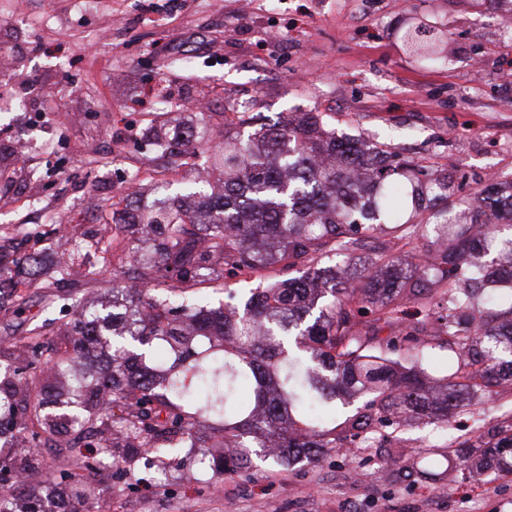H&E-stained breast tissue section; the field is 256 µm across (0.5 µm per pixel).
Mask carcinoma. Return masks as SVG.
I'll return each mask as SVG.
<instances>
[{"label": "carcinoma", "mask_w": 512, "mask_h": 512, "mask_svg": "<svg viewBox=\"0 0 512 512\" xmlns=\"http://www.w3.org/2000/svg\"><path fill=\"white\" fill-rule=\"evenodd\" d=\"M248 126L243 134L239 128ZM168 165L207 154L221 189L198 179L151 207L124 209L133 283H112L111 308L74 303L73 344L111 352L92 372L43 360L42 344L19 348L23 366L0 371V412L26 376L43 378L42 431L0 425L24 443L0 441V473L43 466L41 433H71L72 448L92 447L67 498L96 497L95 474L135 457L164 463L169 449L200 453L214 476L255 461L332 456L361 440L384 447L387 429L427 418L443 427L465 407L457 379L474 375L481 394L512 383V191L491 183L451 213L452 176L399 158L385 144L338 136L332 117L303 112L285 124L224 116V145L198 134ZM433 237L408 254L393 244ZM61 254V269L95 280L111 260ZM267 273L246 298L227 292L214 305L196 295L215 277ZM42 274L41 255L0 254V301L7 288ZM422 311L405 319L392 304ZM390 329L382 340L379 334ZM448 336L447 375L439 387L421 368L422 336ZM402 350V361L386 356ZM344 420L336 423V404ZM450 447L477 476L512 470V420L484 435L455 436ZM29 480L0 495V512H41Z\"/></svg>", "instance_id": "1"}]
</instances>
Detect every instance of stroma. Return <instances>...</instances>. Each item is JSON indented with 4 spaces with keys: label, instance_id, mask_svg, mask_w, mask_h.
<instances>
[{
    "label": "stroma",
    "instance_id": "obj_1",
    "mask_svg": "<svg viewBox=\"0 0 512 512\" xmlns=\"http://www.w3.org/2000/svg\"><path fill=\"white\" fill-rule=\"evenodd\" d=\"M497 0H0V238L51 258L47 216L76 235L114 240L102 279L48 273L0 309V364L44 308L59 323L63 298L100 301L127 262L122 239L101 223L90 198L124 208L127 179L140 205L155 197L156 169L181 186L195 168H165L153 132L193 118L203 135L224 126L225 106L274 122L296 112H328L337 133L385 144L410 160L438 162L456 199L489 182L512 180V40ZM436 27L442 53L418 59L406 31L419 18ZM32 141L23 167L13 138ZM512 418V385L472 400L462 432ZM391 457L350 448L340 458L292 466L256 463L215 484L198 456L181 450L165 467L135 465L117 479L96 475L110 512H512V473L472 477L448 447V431L421 419L401 428ZM52 482L32 477L47 504L81 477L57 435L40 448ZM445 456L434 481L418 475L421 454ZM193 480H186V473Z\"/></svg>",
    "mask_w": 512,
    "mask_h": 512
}]
</instances>
